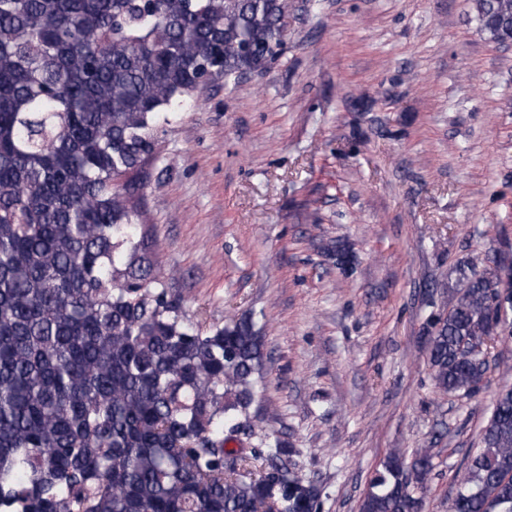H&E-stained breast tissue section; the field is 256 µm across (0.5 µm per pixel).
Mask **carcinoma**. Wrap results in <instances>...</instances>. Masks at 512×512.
<instances>
[{
    "mask_svg": "<svg viewBox=\"0 0 512 512\" xmlns=\"http://www.w3.org/2000/svg\"><path fill=\"white\" fill-rule=\"evenodd\" d=\"M288 0H0V512H319L249 424L263 337L202 330L138 230V170L210 81L260 72ZM512 41V0H472ZM493 270L433 323L436 387L473 396L498 337ZM429 448L395 450L360 512H423ZM449 512H512V388Z\"/></svg>",
    "mask_w": 512,
    "mask_h": 512,
    "instance_id": "obj_1",
    "label": "carcinoma"
}]
</instances>
